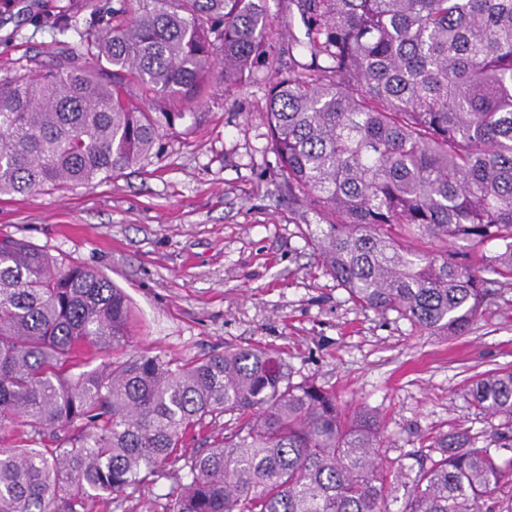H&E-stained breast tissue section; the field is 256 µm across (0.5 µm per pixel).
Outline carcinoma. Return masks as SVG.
Listing matches in <instances>:
<instances>
[{
	"mask_svg": "<svg viewBox=\"0 0 512 512\" xmlns=\"http://www.w3.org/2000/svg\"><path fill=\"white\" fill-rule=\"evenodd\" d=\"M264 2L81 0L79 47L0 79V196L109 180L176 129L174 104L253 82L272 52ZM294 2L311 63L270 78L266 116L288 193L321 216L313 251L360 308L466 334L490 289L512 288V0ZM128 309L94 270L0 238V431L79 427L53 448H0V512L120 507L178 462L189 481L163 512H390L377 414L291 383L266 349L71 372L82 351L128 342ZM471 397L512 417V370ZM225 415L224 437L182 451ZM477 443L432 438L402 512H481L511 488L512 464Z\"/></svg>",
	"mask_w": 512,
	"mask_h": 512,
	"instance_id": "1",
	"label": "carcinoma"
}]
</instances>
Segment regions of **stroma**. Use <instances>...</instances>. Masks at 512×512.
<instances>
[{
    "mask_svg": "<svg viewBox=\"0 0 512 512\" xmlns=\"http://www.w3.org/2000/svg\"><path fill=\"white\" fill-rule=\"evenodd\" d=\"M69 0H13L0 11V76L49 64L77 45L86 12L59 32ZM275 65L305 27L294 0H267ZM266 87L218 89L162 135L141 165L107 183L0 198V236L46 248L63 265L108 277L130 303L128 353L189 359L258 345L281 358L294 384L335 391L379 415L384 463L418 469L426 439L476 435L512 461L505 416L489 417L467 392L485 372L512 370V288L492 289L470 331L432 335L396 313L363 310L325 273L308 244L314 212L293 201L270 150ZM177 467L130 492L122 508L162 512L182 482Z\"/></svg>",
    "mask_w": 512,
    "mask_h": 512,
    "instance_id": "stroma-1",
    "label": "stroma"
}]
</instances>
